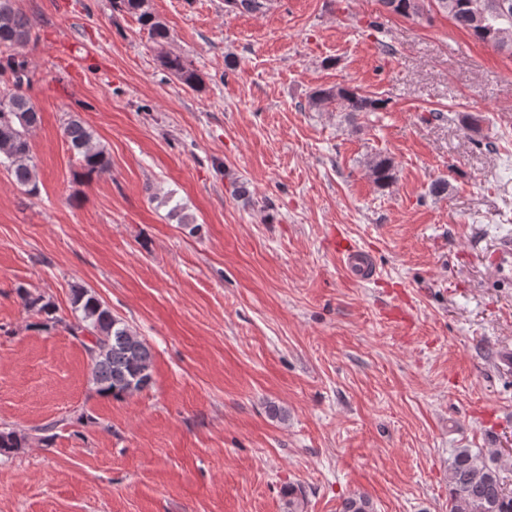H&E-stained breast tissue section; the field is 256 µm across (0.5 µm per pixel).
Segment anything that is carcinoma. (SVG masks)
<instances>
[{
    "label": "carcinoma",
    "mask_w": 512,
    "mask_h": 512,
    "mask_svg": "<svg viewBox=\"0 0 512 512\" xmlns=\"http://www.w3.org/2000/svg\"><path fill=\"white\" fill-rule=\"evenodd\" d=\"M387 2L394 4L393 13L406 19L443 15L493 49L498 48L500 32H512V0H380L382 4ZM112 11L136 16L155 43L162 45L170 40L169 28L151 11L149 0H112ZM32 33V20L17 7L16 0H0V165H5L14 184L29 195L38 192L29 132L40 116L23 90L33 81L29 62L15 50L27 45ZM161 63L180 83L195 90L201 87L199 73L183 57L166 52ZM332 103L353 121L363 113L386 107L385 100L347 87L317 89L309 97L310 108L317 111ZM63 134L83 176L91 178L111 171L107 152L80 116L69 118ZM368 172L372 181L384 188L393 180L394 166L390 159L379 156L369 161ZM17 293L25 306L43 316L41 327L51 329L61 323L54 306L42 296L33 295L23 286L17 287ZM73 306L77 320L73 330L85 336L82 346L90 355L96 393L120 399L149 385L152 353L146 341L88 289L74 290ZM27 439L21 430L1 427L0 456L8 457L25 447ZM448 490V512H512V493L504 488L496 458L481 449H455L448 463ZM341 512L374 510L368 496L353 494L343 499Z\"/></svg>",
    "instance_id": "1"
}]
</instances>
